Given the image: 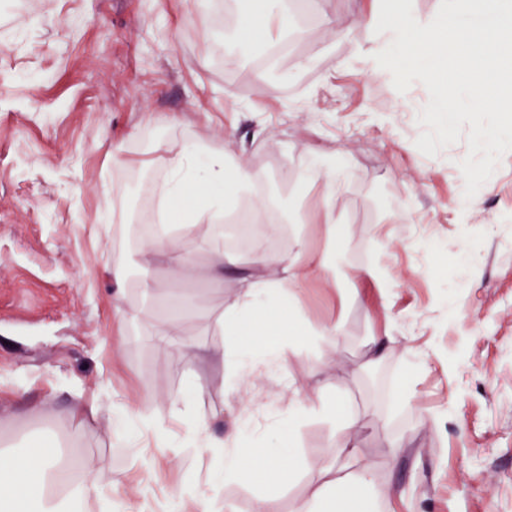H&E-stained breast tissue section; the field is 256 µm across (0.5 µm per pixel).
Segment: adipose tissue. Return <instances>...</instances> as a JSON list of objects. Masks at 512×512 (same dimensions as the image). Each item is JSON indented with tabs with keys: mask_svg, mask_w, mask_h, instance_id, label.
<instances>
[{
	"mask_svg": "<svg viewBox=\"0 0 512 512\" xmlns=\"http://www.w3.org/2000/svg\"><path fill=\"white\" fill-rule=\"evenodd\" d=\"M400 14L399 5L394 4L384 16L364 14L351 20L347 27L337 28V36L360 31L372 43L369 76L398 81L399 72L389 66L392 53L398 51L410 64L427 63L434 73L454 66L457 85L471 92L477 107L498 108L512 103L511 86H502L492 98L484 92L488 79L512 69V0H467L465 8L456 15L434 23L417 19L405 24L400 22ZM263 179L262 172L237 167L232 153L224 147L199 145L168 157L164 195L171 200L181 196L189 184L201 187L205 201L184 214L185 231L198 239L214 241L219 237L216 225L225 203ZM172 252L177 253L178 259L166 271L169 280L184 282L200 277L223 281L222 249H214L208 264L202 267L191 251H179L173 239L154 235L141 242L140 253L148 264ZM253 262L274 269L275 275L248 280L237 302L214 319V326L224 332L228 342L223 347L203 350V357L210 361L220 362L237 352L240 339L259 345L271 331L287 334L295 329L294 320L285 316L260 318L254 311L263 298L300 282L304 270L299 260L284 261L259 249ZM193 436L214 458L225 478L244 481L262 477L279 487L295 475V460L279 449H269L258 457L248 456L235 439L209 435L202 421L196 423ZM320 475L324 482L302 512H375L388 496L387 490L366 469L339 478L334 467L325 466ZM90 495L104 501L111 512H124V504L115 502L112 484L104 480L93 458L79 459L70 467L61 463L56 452L40 448L30 449L19 460L0 457V512H75L77 503Z\"/></svg>",
	"mask_w": 512,
	"mask_h": 512,
	"instance_id": "ef3b65f1",
	"label": "adipose tissue"
}]
</instances>
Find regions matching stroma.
<instances>
[{
  "instance_id": "obj_1",
  "label": "stroma",
  "mask_w": 512,
  "mask_h": 512,
  "mask_svg": "<svg viewBox=\"0 0 512 512\" xmlns=\"http://www.w3.org/2000/svg\"><path fill=\"white\" fill-rule=\"evenodd\" d=\"M385 2L295 0L298 35L260 30L240 59L237 22L254 0H209L199 13L193 0H0V451L39 443L94 457L128 512H168L211 490L253 512L262 480L225 481L194 448L201 415L249 451L277 445L300 461L275 500L276 512H296L336 460V422L289 420L294 379L340 398L363 464L392 490L381 512H512V112L474 111L461 87L456 112H437L420 64L401 87L366 77L369 44L328 25ZM260 73L273 94L254 88ZM480 129L496 135L485 151ZM229 132L240 164L265 175L258 193L279 200L277 231L261 241L225 227L223 284L168 283L138 253L164 160ZM319 155L346 167L333 241L313 213ZM461 166L479 183L477 204L461 192ZM115 197L127 222L99 223ZM257 243L347 272L334 284L310 272L274 299L301 328L335 322L343 335L247 380L227 364L189 368L195 348L223 343L212 319L236 302ZM371 266L384 282L365 276ZM120 279L139 310L122 328ZM179 291L193 298L191 349L151 335ZM91 401L99 412L86 411ZM132 401L165 426V442L125 422Z\"/></svg>"
}]
</instances>
